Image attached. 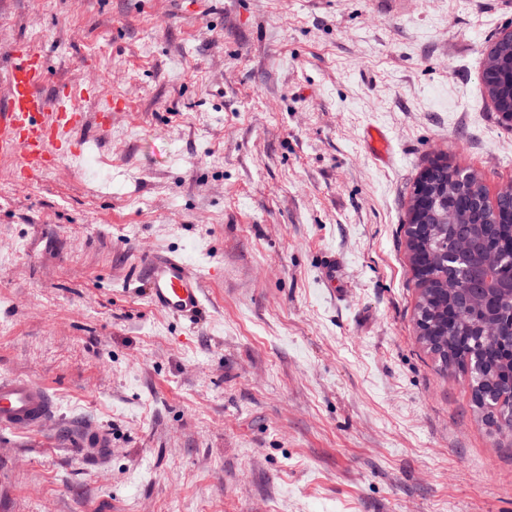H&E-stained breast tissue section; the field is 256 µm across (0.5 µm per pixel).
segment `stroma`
Returning a JSON list of instances; mask_svg holds the SVG:
<instances>
[{
  "label": "stroma",
  "instance_id": "stroma-1",
  "mask_svg": "<svg viewBox=\"0 0 512 512\" xmlns=\"http://www.w3.org/2000/svg\"><path fill=\"white\" fill-rule=\"evenodd\" d=\"M508 30L512 0H0V57L28 42L46 96L108 114L36 181L0 159V375L56 406L0 433V512H512L406 236L436 157L512 184L480 81ZM158 249L202 274L196 324L150 307ZM89 424L104 460L65 446Z\"/></svg>",
  "mask_w": 512,
  "mask_h": 512
}]
</instances>
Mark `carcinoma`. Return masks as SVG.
<instances>
[{
	"instance_id": "carcinoma-1",
	"label": "carcinoma",
	"mask_w": 512,
	"mask_h": 512,
	"mask_svg": "<svg viewBox=\"0 0 512 512\" xmlns=\"http://www.w3.org/2000/svg\"><path fill=\"white\" fill-rule=\"evenodd\" d=\"M491 53L495 73L482 78V84L497 109L512 92V40L499 38ZM431 183L448 186V196H433L430 209L436 215L453 214L455 223H431L422 231L409 225L410 261L420 289L417 317L431 311L429 325H418L420 339L442 367L469 374L476 411L495 425L505 410L501 400L512 399V294L486 290L469 271L478 257L493 254L499 282L512 279V191L492 197L478 175L446 164L433 169ZM448 253L458 259L426 262L429 255ZM487 319L495 322L494 339L482 335Z\"/></svg>"
}]
</instances>
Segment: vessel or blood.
I'll list each match as a JSON object with an SVG mask.
<instances>
[{
	"label": "vessel or blood",
	"mask_w": 512,
	"mask_h": 512,
	"mask_svg": "<svg viewBox=\"0 0 512 512\" xmlns=\"http://www.w3.org/2000/svg\"><path fill=\"white\" fill-rule=\"evenodd\" d=\"M7 68L10 95L0 107V156L9 158L17 178L41 175L55 165L63 144L73 141L87 118L72 102L84 95L82 87L65 84L54 97L39 90L45 78L40 56L16 44ZM146 281L149 304L165 313L196 321L204 312L202 277L186 257L174 251L144 256L139 265ZM55 416V405L45 385L35 378H0V431L38 434ZM111 446L107 430L95 428L73 436V456L104 459Z\"/></svg>",
	"instance_id": "1"
}]
</instances>
